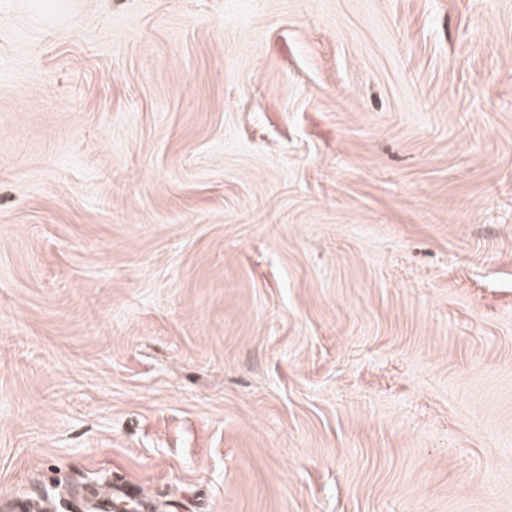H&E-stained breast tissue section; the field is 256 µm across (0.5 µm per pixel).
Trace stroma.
I'll return each mask as SVG.
<instances>
[{
  "label": "stroma",
  "mask_w": 512,
  "mask_h": 512,
  "mask_svg": "<svg viewBox=\"0 0 512 512\" xmlns=\"http://www.w3.org/2000/svg\"><path fill=\"white\" fill-rule=\"evenodd\" d=\"M512 512V0H0V512Z\"/></svg>",
  "instance_id": "35a3bbf8"
}]
</instances>
